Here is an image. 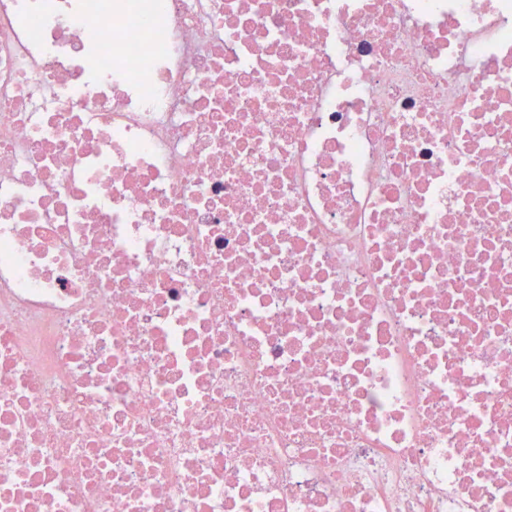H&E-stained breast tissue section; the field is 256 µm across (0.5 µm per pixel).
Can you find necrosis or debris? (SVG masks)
<instances>
[{"mask_svg":"<svg viewBox=\"0 0 512 512\" xmlns=\"http://www.w3.org/2000/svg\"><path fill=\"white\" fill-rule=\"evenodd\" d=\"M0 512H512V0H0Z\"/></svg>","mask_w":512,"mask_h":512,"instance_id":"necrosis-or-debris-1","label":"necrosis or debris"}]
</instances>
